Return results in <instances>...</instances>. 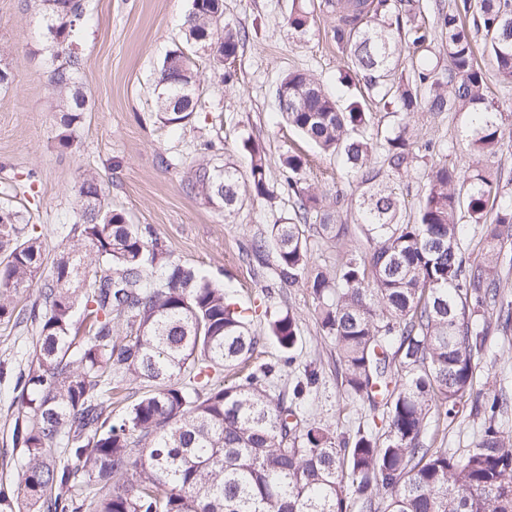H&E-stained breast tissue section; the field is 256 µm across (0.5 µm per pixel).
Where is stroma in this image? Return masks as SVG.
Wrapping results in <instances>:
<instances>
[{
	"instance_id": "stroma-1",
	"label": "stroma",
	"mask_w": 512,
	"mask_h": 512,
	"mask_svg": "<svg viewBox=\"0 0 512 512\" xmlns=\"http://www.w3.org/2000/svg\"><path fill=\"white\" fill-rule=\"evenodd\" d=\"M90 22L73 35L84 58L80 80L87 109L71 145H61L59 98L50 86L56 61L43 19L41 0H0V69L10 75L0 84V204L23 217L24 235L40 238L43 274L51 276L62 239L80 205L82 173L97 175L105 202L130 223L150 228L180 263L198 268L214 285L230 288L246 310L259 344L250 366H279L278 387L291 396L304 367L318 370L319 385L298 406L307 424L332 426L339 437H354L373 415L369 405L350 403L341 385L336 347L323 336L314 301L304 283L282 287L274 251L250 256L253 238L284 213L287 196L275 202L245 200L232 217L189 192L196 166L209 160L249 171L241 149L244 138L264 149L268 178L283 179L281 158L302 155L309 184L327 191L357 193L339 159L321 153L284 122H273L275 84L291 71L313 73L341 102L356 87L338 82L349 54L336 43L331 19L316 14L306 33L289 29L291 0H224V16L244 27L248 37L234 60L215 63L209 49L187 43L185 19L192 0H83ZM183 48L197 73L198 104L189 121L170 128L158 117L155 78L169 51ZM416 141L439 144L430 163H445L463 173L478 157L467 146L469 116L464 112L419 111L409 117ZM345 236L308 239L312 267L335 272L365 235L354 211L344 212ZM290 314L298 327L296 360L285 354L269 332L270 314ZM39 324L0 321V487L17 496L24 463L13 434L19 411L17 377L26 371ZM476 386L512 398V326L490 322L486 350L476 361ZM482 422L461 407L454 422L440 424L432 445L462 455L479 440Z\"/></svg>"
}]
</instances>
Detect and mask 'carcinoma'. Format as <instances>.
I'll list each match as a JSON object with an SVG mask.
<instances>
[{
	"mask_svg": "<svg viewBox=\"0 0 512 512\" xmlns=\"http://www.w3.org/2000/svg\"><path fill=\"white\" fill-rule=\"evenodd\" d=\"M49 33L72 36L86 19L81 0H43ZM414 0H324L335 16L336 41L348 46L350 84L359 76L369 96L397 107L390 131L372 132V112L347 106L310 72L294 71L275 86L279 112L321 150L342 160L358 196H328L303 181L304 158L282 157L283 181L267 175L263 148L242 141L249 180L238 169L198 164L190 190L229 216L245 196L272 202L286 192L291 211L253 242L275 250L281 281L310 288L321 332L331 337L353 401L383 408L384 433L358 429L353 440L329 425L288 422L292 406L273 394L279 369L257 367L228 385L213 383L248 360L259 342L230 295L194 267L175 261L117 210L104 208L92 173L79 187L80 210L53 272L39 290L40 336L27 372L16 382L20 411L14 442L25 463L18 474L27 512H512V439L498 420L507 398L474 388L475 359L486 347L488 313L512 319L497 267L512 265V194L502 192L495 158L512 127L489 95L476 59L482 44L498 81L512 85V0H456L438 18L448 58L443 69ZM223 0H193L187 40L222 62L238 54L246 32L226 22ZM313 11L293 0L287 22L306 32ZM407 35L420 53L411 74L396 76ZM50 83L59 95V141L75 138L86 95L77 77L81 54H58ZM161 121L177 126L196 101V72L181 48L164 59L156 81ZM467 112L469 144L480 166L460 173L424 168L426 191L415 219L402 220L394 180L424 163L408 115ZM353 207L368 247L346 255L336 274L309 269L308 232L333 240L347 232L342 210ZM494 214L487 223L488 214ZM18 215L0 207V318L16 317L14 297L30 288L43 264L34 236H18ZM486 226L488 257L468 263L462 226ZM85 328L76 327V310ZM126 336L113 340L112 319ZM280 348L292 352L297 326L289 314L269 322ZM144 380L150 390L112 413V381ZM319 382L304 369L293 402ZM469 400L483 431L464 455L430 448L431 415L453 421Z\"/></svg>",
	"mask_w": 512,
	"mask_h": 512,
	"instance_id": "carcinoma-1",
	"label": "carcinoma"
}]
</instances>
